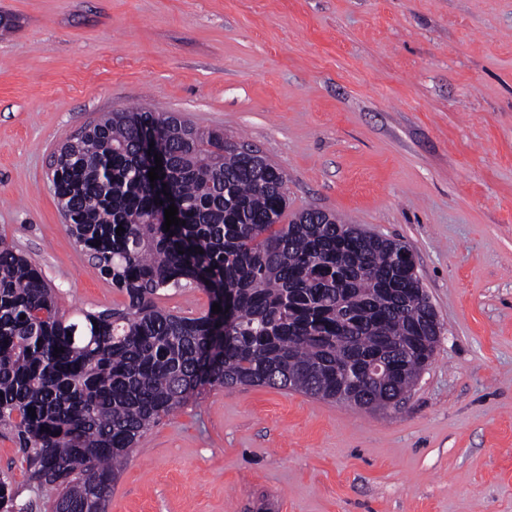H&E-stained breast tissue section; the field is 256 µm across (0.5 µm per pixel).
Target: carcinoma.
<instances>
[{
  "label": "carcinoma",
  "instance_id": "cac0c4a2",
  "mask_svg": "<svg viewBox=\"0 0 512 512\" xmlns=\"http://www.w3.org/2000/svg\"><path fill=\"white\" fill-rule=\"evenodd\" d=\"M146 127L182 220L167 232L141 174ZM58 153L50 183L63 221L127 302L66 319L42 270L0 240V424L28 481L57 492L52 512H106L143 434L205 385L386 407L430 361L436 314L398 262L407 245L315 209L281 223V166H250L224 135L146 108L106 113ZM190 283L222 311L158 305ZM375 361L380 380L366 373ZM18 497L1 479L0 512H27Z\"/></svg>",
  "mask_w": 512,
  "mask_h": 512
}]
</instances>
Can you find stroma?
I'll list each match as a JSON object with an SVG mask.
<instances>
[{"label": "stroma", "mask_w": 512, "mask_h": 512, "mask_svg": "<svg viewBox=\"0 0 512 512\" xmlns=\"http://www.w3.org/2000/svg\"><path fill=\"white\" fill-rule=\"evenodd\" d=\"M155 107L404 241L442 327L396 406L200 389L140 439L107 512H512V0H0V238L60 311L122 306L47 180L101 113ZM47 512L12 434L0 477Z\"/></svg>", "instance_id": "1"}]
</instances>
